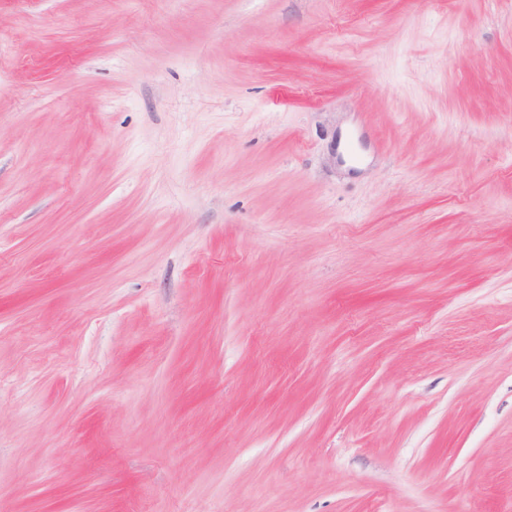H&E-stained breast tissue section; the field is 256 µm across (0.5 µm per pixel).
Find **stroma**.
Listing matches in <instances>:
<instances>
[{"mask_svg":"<svg viewBox=\"0 0 512 512\" xmlns=\"http://www.w3.org/2000/svg\"><path fill=\"white\" fill-rule=\"evenodd\" d=\"M0 512H512V0H0Z\"/></svg>","mask_w":512,"mask_h":512,"instance_id":"1","label":"stroma"}]
</instances>
